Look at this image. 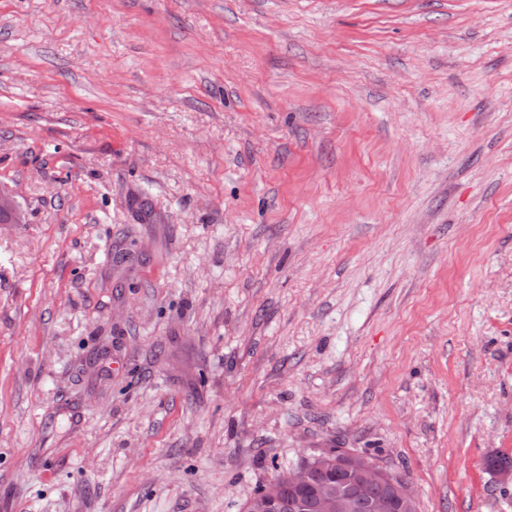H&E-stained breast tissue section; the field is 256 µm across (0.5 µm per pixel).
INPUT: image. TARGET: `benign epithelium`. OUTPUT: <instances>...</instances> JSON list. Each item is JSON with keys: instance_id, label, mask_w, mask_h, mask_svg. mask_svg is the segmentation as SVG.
Segmentation results:
<instances>
[{"instance_id": "obj_1", "label": "benign epithelium", "mask_w": 512, "mask_h": 512, "mask_svg": "<svg viewBox=\"0 0 512 512\" xmlns=\"http://www.w3.org/2000/svg\"><path fill=\"white\" fill-rule=\"evenodd\" d=\"M1 215L6 216L10 224L23 223V215L14 196L2 189ZM317 469L331 474L340 472L349 478H361L362 484L357 486L359 493L366 484L390 485L393 495L372 500L369 504L370 512H418V499L410 483L396 479L392 471L358 450L315 451L305 455L302 462L285 476V481L291 489H304L310 485L312 474ZM355 503L354 496L341 492L332 481H324L314 487L313 512H353ZM244 512H282L281 484H269L250 497L244 505Z\"/></svg>"}]
</instances>
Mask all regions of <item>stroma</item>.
Segmentation results:
<instances>
[{"label": "stroma", "mask_w": 512, "mask_h": 512, "mask_svg": "<svg viewBox=\"0 0 512 512\" xmlns=\"http://www.w3.org/2000/svg\"><path fill=\"white\" fill-rule=\"evenodd\" d=\"M0 188V512H512V0H0ZM302 462L285 476L288 486H282L283 496L294 499L296 495L309 497L312 489L303 493L294 492L306 488L311 483V477L316 469L336 475V471L351 477H360L362 485L374 484L364 490L361 498L356 502L355 496L341 492L332 481H324L314 487L312 509L314 512H368L366 504L371 500V512H418V499L408 481L397 480L394 473L380 465L370 455L347 449L343 451H315L302 457ZM382 484H389L393 488V495L385 496L389 488ZM362 485L356 484L357 492H362ZM289 487V488H288ZM380 497V498H378ZM486 466L491 471L497 466H504L495 470L494 475L500 484H512V455L497 452L487 458ZM243 511L282 512L281 484L275 482L266 487L264 486L259 493L253 495L246 501Z\"/></svg>", "instance_id": "obj_1"}]
</instances>
